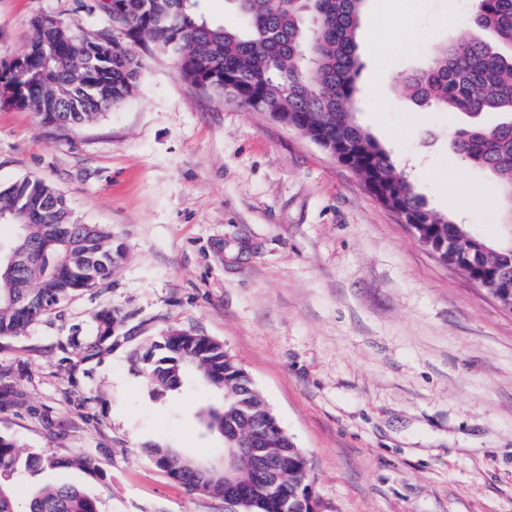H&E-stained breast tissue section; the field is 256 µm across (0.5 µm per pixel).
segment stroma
<instances>
[{
  "instance_id": "stroma-1",
  "label": "stroma",
  "mask_w": 512,
  "mask_h": 512,
  "mask_svg": "<svg viewBox=\"0 0 512 512\" xmlns=\"http://www.w3.org/2000/svg\"><path fill=\"white\" fill-rule=\"evenodd\" d=\"M365 0L356 118L434 210L484 239H512L492 175L451 147L465 116L399 91L453 33L477 37L474 0ZM106 27L76 0H0V65L26 50L32 19ZM134 94L94 123L48 126L0 104V187L38 178L86 224L112 229V278L0 342V433L21 454L90 457L25 474L20 500L68 483L100 512H232L188 492L145 454L201 461L222 437L197 418L218 395L188 376L149 396L132 340L95 345V316L127 329L176 326L223 343L305 452L319 512H512V314L423 246L361 180L262 112L186 82L176 57L123 41Z\"/></svg>"
}]
</instances>
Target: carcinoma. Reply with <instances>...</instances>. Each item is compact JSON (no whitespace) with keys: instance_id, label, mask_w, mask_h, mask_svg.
Masks as SVG:
<instances>
[{"instance_id":"cac0c4a2","label":"carcinoma","mask_w":512,"mask_h":512,"mask_svg":"<svg viewBox=\"0 0 512 512\" xmlns=\"http://www.w3.org/2000/svg\"><path fill=\"white\" fill-rule=\"evenodd\" d=\"M120 13L92 36L71 31L44 15L21 55L24 72L4 78L14 87L18 108L44 123L87 125L130 97L141 62L120 47V30L136 29L179 59L191 84L243 106L284 115L319 139L349 143L350 166L366 185L389 191L402 213L432 218L445 237H470L468 225L429 207L413 183L395 174L390 153L357 121L353 104L360 92L357 32L364 0H231L244 20L241 28L214 25L193 11L194 0H116ZM472 23L483 36H452L436 44L428 61L401 78L407 97L438 112L503 116L497 124L473 123L454 133L452 145L469 164L488 171L499 201L512 218V0H477ZM35 220L23 223L24 210ZM0 213L10 229L0 252L17 258L0 266V341L25 333L64 300L112 277L121 253L112 231L79 224L64 196L45 181L26 178L0 188ZM94 349L112 338L122 319L112 311L95 316ZM132 368L145 376L151 396L162 399L198 373L223 401L201 412L205 429L219 435L246 421L269 427L263 447L272 449L287 481L275 492L239 506L241 512H311L305 488L308 459L296 443L278 436L267 403L249 375L224 353V344L174 326L144 336L130 353ZM153 463L188 489L224 496V478L203 479L198 461L171 448L148 449ZM76 466L93 478L99 469L87 457L32 452L22 456L17 442L0 434V512H99L98 499L62 483L17 502L16 480L24 473Z\"/></svg>"}]
</instances>
